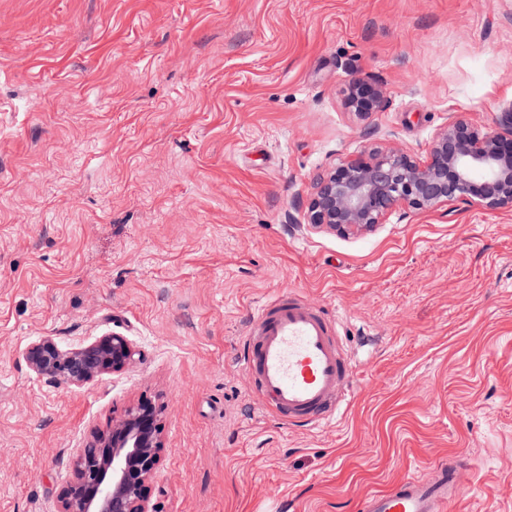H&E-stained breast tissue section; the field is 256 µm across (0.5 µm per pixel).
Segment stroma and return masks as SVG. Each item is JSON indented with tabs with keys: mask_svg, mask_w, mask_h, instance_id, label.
Instances as JSON below:
<instances>
[{
	"mask_svg": "<svg viewBox=\"0 0 512 512\" xmlns=\"http://www.w3.org/2000/svg\"><path fill=\"white\" fill-rule=\"evenodd\" d=\"M356 76L385 91L366 120ZM511 106L512 0H0V512H59L86 439L143 398L155 512H359L452 460L448 512H512V213L306 222L342 160ZM287 289L355 361L320 426L268 415L241 365ZM112 332L140 362L81 387L23 356ZM344 105L357 117L368 119L383 110L385 93L381 85L369 77L354 78L345 88Z\"/></svg>",
	"mask_w": 512,
	"mask_h": 512,
	"instance_id": "35a3bbf8",
	"label": "stroma"
}]
</instances>
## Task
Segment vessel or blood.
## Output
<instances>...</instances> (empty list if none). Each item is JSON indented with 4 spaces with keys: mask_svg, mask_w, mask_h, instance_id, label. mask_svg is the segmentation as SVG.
I'll list each match as a JSON object with an SVG mask.
<instances>
[{
    "mask_svg": "<svg viewBox=\"0 0 512 512\" xmlns=\"http://www.w3.org/2000/svg\"><path fill=\"white\" fill-rule=\"evenodd\" d=\"M268 410L291 423L319 425L348 401L353 360L336 335V321L291 291L264 304L254 318L242 357ZM459 469L441 464L430 478H407L368 494L362 512H448L460 493Z\"/></svg>",
    "mask_w": 512,
    "mask_h": 512,
    "instance_id": "b4317fda",
    "label": "vessel or blood"
}]
</instances>
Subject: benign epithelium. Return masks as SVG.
Wrapping results in <instances>:
<instances>
[{"label":"benign epithelium","instance_id":"1","mask_svg":"<svg viewBox=\"0 0 512 512\" xmlns=\"http://www.w3.org/2000/svg\"><path fill=\"white\" fill-rule=\"evenodd\" d=\"M344 105L361 119L383 110L385 93L368 77L354 78ZM452 203L512 212V107L494 130L461 113L448 117L423 158L375 147L319 176L307 223L341 235L373 229L393 212L424 213ZM138 352L120 333L71 348L46 336L25 351L31 369L56 385L80 387L134 366ZM162 407L148 399L95 431L75 457L60 492V512H154L148 488L164 448Z\"/></svg>","mask_w":512,"mask_h":512}]
</instances>
